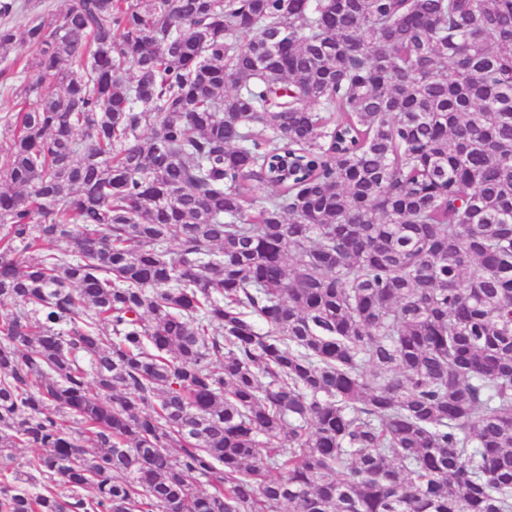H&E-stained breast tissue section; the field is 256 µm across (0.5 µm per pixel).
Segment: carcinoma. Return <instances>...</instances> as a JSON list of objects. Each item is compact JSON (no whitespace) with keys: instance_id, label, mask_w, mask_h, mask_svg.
I'll list each match as a JSON object with an SVG mask.
<instances>
[{"instance_id":"carcinoma-1","label":"carcinoma","mask_w":512,"mask_h":512,"mask_svg":"<svg viewBox=\"0 0 512 512\" xmlns=\"http://www.w3.org/2000/svg\"><path fill=\"white\" fill-rule=\"evenodd\" d=\"M23 9L0 512H512V0Z\"/></svg>"}]
</instances>
